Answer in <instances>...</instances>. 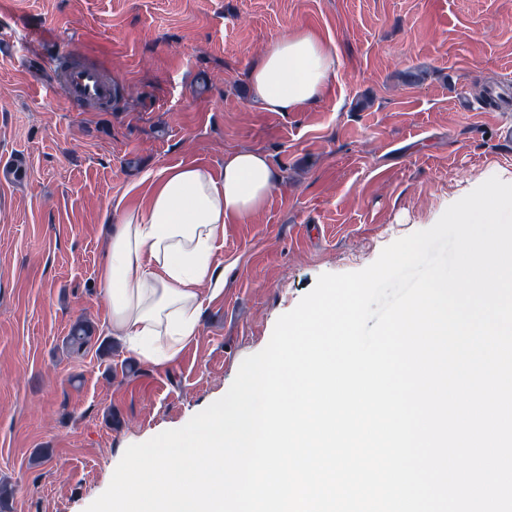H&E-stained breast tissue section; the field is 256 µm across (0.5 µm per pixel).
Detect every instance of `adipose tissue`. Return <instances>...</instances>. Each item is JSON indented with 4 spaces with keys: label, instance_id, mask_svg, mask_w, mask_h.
<instances>
[{
    "label": "adipose tissue",
    "instance_id": "adipose-tissue-1",
    "mask_svg": "<svg viewBox=\"0 0 512 512\" xmlns=\"http://www.w3.org/2000/svg\"><path fill=\"white\" fill-rule=\"evenodd\" d=\"M335 71L334 48L299 30L269 43L247 80L261 110L297 112L322 96ZM279 179L266 155L236 151L220 169H162L145 205L105 214L99 279L113 336L153 365L175 360L198 334L204 291L224 288L215 257L226 225L260 213Z\"/></svg>",
    "mask_w": 512,
    "mask_h": 512
}]
</instances>
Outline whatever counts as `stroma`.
<instances>
[{
  "mask_svg": "<svg viewBox=\"0 0 512 512\" xmlns=\"http://www.w3.org/2000/svg\"><path fill=\"white\" fill-rule=\"evenodd\" d=\"M305 30L336 49L324 95L253 106L247 71ZM103 63L111 111L70 106L51 64ZM419 83H405L406 70ZM512 0H0V482L9 512H85L129 445L228 391L324 273L364 269L490 177L512 183ZM266 154L265 209L227 225L199 334L170 364L109 330L104 215L167 166ZM93 327L80 354L63 339Z\"/></svg>",
  "mask_w": 512,
  "mask_h": 512,
  "instance_id": "obj_1",
  "label": "stroma"
}]
</instances>
